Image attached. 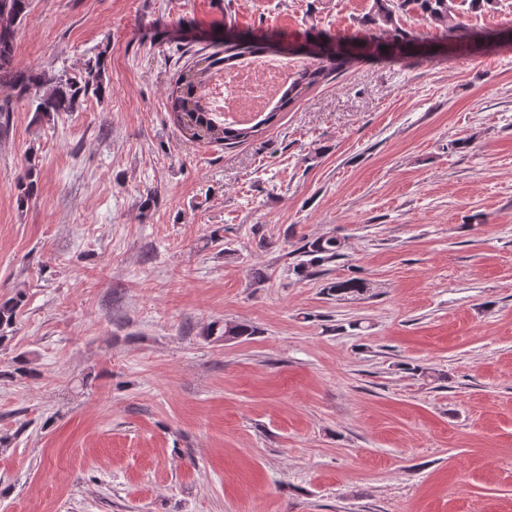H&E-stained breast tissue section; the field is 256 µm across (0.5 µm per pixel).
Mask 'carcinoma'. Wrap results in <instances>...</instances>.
I'll use <instances>...</instances> for the list:
<instances>
[{"mask_svg": "<svg viewBox=\"0 0 512 512\" xmlns=\"http://www.w3.org/2000/svg\"><path fill=\"white\" fill-rule=\"evenodd\" d=\"M496 0H373L368 13L358 19L361 32L355 36H338L327 32L308 34L312 43L307 64L296 70L278 97L253 122L239 125L226 123L208 106L200 90L217 74L230 73L242 59L271 53V41L263 35H231L213 43L212 51L195 52L181 68L168 88V101L174 123L194 142L233 148L271 125L287 107L302 95L337 77L360 60L398 59L411 63L425 60L437 52L452 53L460 49H478L483 41L472 38L460 20L461 7L468 10H491ZM31 0H0V132L9 128L10 112L16 102L27 103L35 113L34 121H49L62 112L76 111L81 100L92 95L102 99L112 93L106 81L104 62L98 58L80 76H49L44 71L20 70L14 64L16 25L28 14ZM416 13L439 35L433 41L422 33L400 25V17ZM17 207L26 208L38 190L35 154H30L24 176L17 185ZM340 239L333 235L300 238L293 272L305 278L321 273V267L341 256ZM367 280L349 277L333 281L327 295L346 300L365 294ZM26 293L18 289L0 299V347L12 340L17 316L25 306ZM257 328L244 322L226 321L213 327L209 335L231 341L254 336Z\"/></svg>", "mask_w": 512, "mask_h": 512, "instance_id": "carcinoma-1", "label": "carcinoma"}]
</instances>
